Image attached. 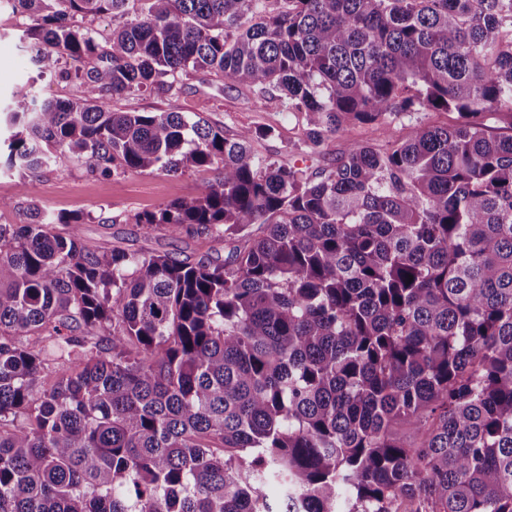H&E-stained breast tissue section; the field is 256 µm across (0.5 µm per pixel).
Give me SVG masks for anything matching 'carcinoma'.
<instances>
[{
    "instance_id": "carcinoma-1",
    "label": "carcinoma",
    "mask_w": 512,
    "mask_h": 512,
    "mask_svg": "<svg viewBox=\"0 0 512 512\" xmlns=\"http://www.w3.org/2000/svg\"><path fill=\"white\" fill-rule=\"evenodd\" d=\"M7 3L76 85L14 91L23 190L70 152L208 171L132 223L228 252L96 253L33 198L0 224V512H512V0ZM190 71L304 114L314 151L458 122L309 170L252 150L269 129L112 109Z\"/></svg>"
}]
</instances>
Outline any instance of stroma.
Instances as JSON below:
<instances>
[{"label":"stroma","instance_id":"obj_1","mask_svg":"<svg viewBox=\"0 0 512 512\" xmlns=\"http://www.w3.org/2000/svg\"><path fill=\"white\" fill-rule=\"evenodd\" d=\"M24 17L10 8L0 9V107H6L17 87L34 86L40 96L55 100L73 97L72 82L52 72H39L31 54L19 36L25 27ZM113 108L139 112L176 110L196 114L223 125L227 136L245 129L269 127L273 136L256 140L254 149L259 156L284 164L303 167L312 163L324 165L332 161L349 144L388 147L405 139L420 124L451 125L456 123L453 112H407L387 117L381 125H356L327 139L319 155L308 156L300 150L303 120L300 114L281 111L274 104L259 107L248 88L230 85L214 79L208 73L194 72L184 77L182 90L172 99L137 95L113 99ZM210 176L205 172L188 171L178 176L162 172H128L101 176L88 172L86 166L69 157L64 163L44 170L33 184L32 196H24L16 172L0 170V196L13 198V209L0 213V224H17L29 198H36L52 216L81 214L85 218L80 235L88 249L101 251L121 244L169 251L180 257H198L196 242L189 236L161 237L144 240L139 228L132 224L133 214L151 211L175 200H190L200 196ZM106 214L110 224L98 221Z\"/></svg>","mask_w":512,"mask_h":512}]
</instances>
